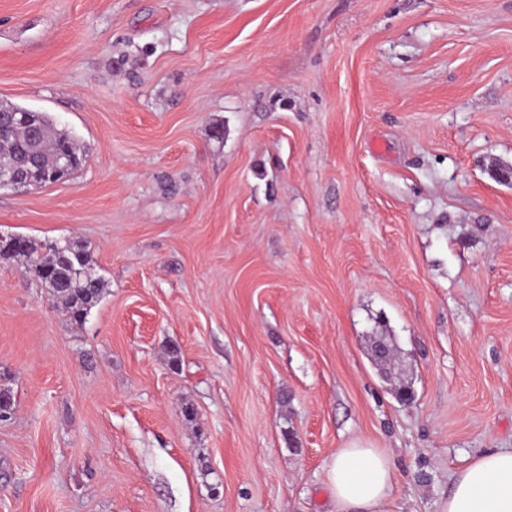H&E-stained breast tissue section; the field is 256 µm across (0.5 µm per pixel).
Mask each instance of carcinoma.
Segmentation results:
<instances>
[{
  "label": "carcinoma",
  "mask_w": 512,
  "mask_h": 512,
  "mask_svg": "<svg viewBox=\"0 0 512 512\" xmlns=\"http://www.w3.org/2000/svg\"><path fill=\"white\" fill-rule=\"evenodd\" d=\"M36 125L43 130L42 139L31 140V127L17 124L8 140L0 144V165L13 166L21 163L27 153L34 151L42 158V164L30 167L37 176L54 164L62 155L71 161V169L81 164L80 147L71 133L57 126L45 112L35 114ZM22 256L34 264L35 276L51 294L62 301L64 311L71 321L81 323L90 309L102 296L104 282L88 273L89 255L79 246L67 242L63 245L42 243L29 237H20L12 245H0V258Z\"/></svg>",
  "instance_id": "1"
}]
</instances>
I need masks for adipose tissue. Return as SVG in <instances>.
I'll return each instance as SVG.
<instances>
[{"mask_svg": "<svg viewBox=\"0 0 512 512\" xmlns=\"http://www.w3.org/2000/svg\"><path fill=\"white\" fill-rule=\"evenodd\" d=\"M336 512H386L393 463L378 448H343L332 459ZM440 512H512V450L478 454L454 475Z\"/></svg>", "mask_w": 512, "mask_h": 512, "instance_id": "1", "label": "adipose tissue"}]
</instances>
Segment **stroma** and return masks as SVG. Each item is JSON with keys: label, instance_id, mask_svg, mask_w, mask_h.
<instances>
[{"label": "stroma", "instance_id": "1", "mask_svg": "<svg viewBox=\"0 0 512 512\" xmlns=\"http://www.w3.org/2000/svg\"><path fill=\"white\" fill-rule=\"evenodd\" d=\"M1 100L85 161L0 236L105 288L0 259V512H333L354 445L440 512L512 449V0H0ZM22 256L34 264V273L51 294L62 301L71 321L81 323L102 296L104 282L88 273L89 255L74 243H42L20 236L12 245H0V258Z\"/></svg>", "mask_w": 512, "mask_h": 512}]
</instances>
